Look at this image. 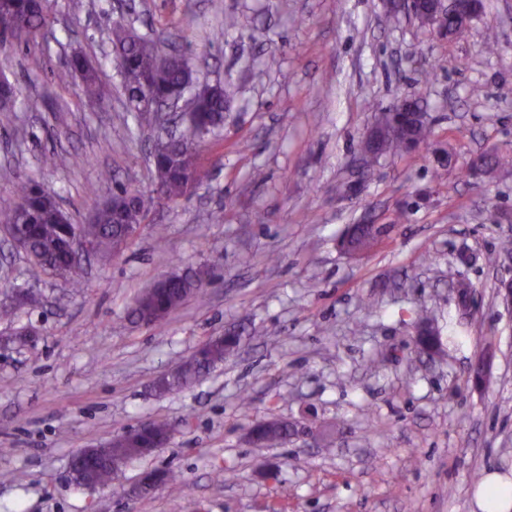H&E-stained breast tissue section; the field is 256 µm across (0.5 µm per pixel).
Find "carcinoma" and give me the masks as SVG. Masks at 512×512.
Returning <instances> with one entry per match:
<instances>
[{"mask_svg":"<svg viewBox=\"0 0 512 512\" xmlns=\"http://www.w3.org/2000/svg\"><path fill=\"white\" fill-rule=\"evenodd\" d=\"M0 6L12 15L24 20V26L9 33L0 32V53L6 54L13 48L14 42L40 32L49 22L46 0H0ZM113 43L120 61L125 68V90L129 97L148 82L152 92L164 97L192 81V68L189 58L182 53L166 55L164 65L157 69L155 60L161 53V41L145 37L128 35L120 30L112 32ZM79 72L83 81V106L88 110L96 109L102 99L98 76L95 70L84 68V61L76 56L70 57L61 71L56 74L59 81ZM230 98L228 88L205 97L199 104V122L187 126L173 144L171 153L166 154L155 147L152 151L153 164L160 171L165 193L170 199H178L200 181L197 167L200 128L209 125L216 129L222 124L225 105ZM411 106L416 117L411 121L409 137L394 131L395 113L383 116L384 135L374 145L362 142L361 152L368 166L375 165L384 156L403 157L410 154L412 144H425L432 136L430 123L425 119V97L411 98ZM480 162L487 168L512 167V155L493 154L479 156ZM126 223L115 224L112 218V205H99L95 208L90 222L72 225L64 223L61 215L64 210L56 195L39 181L26 177L22 180L20 195L12 200H0V224L29 225L26 252L34 266L59 276L72 287L80 288L85 283V270L80 257L68 250L70 230H80L91 242L94 254L101 260L116 255L130 242V226L143 222L145 214L137 198L126 204ZM379 234L372 233L353 224L340 240V246L348 252H366L378 241ZM203 288L199 274L174 273L161 288L142 292L136 299L131 316L138 322L150 325L163 322L177 310L185 300L198 294ZM235 337H224L211 341L189 360L179 366V372L172 381L159 389L161 393H174L195 383L200 375L216 363L224 361L236 348ZM292 426L284 421H274L258 427L257 442L263 446H274L288 441ZM172 427L166 422L152 423L148 434H137L129 443L122 433L114 439L110 447L103 449V458L93 466L82 463L76 465V480L84 486L110 485L114 474L113 463L137 457L135 448H148L154 439L167 436Z\"/></svg>","mask_w":512,"mask_h":512,"instance_id":"carcinoma-1","label":"carcinoma"}]
</instances>
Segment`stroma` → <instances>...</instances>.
Returning <instances> with one entry per match:
<instances>
[{
  "mask_svg": "<svg viewBox=\"0 0 512 512\" xmlns=\"http://www.w3.org/2000/svg\"><path fill=\"white\" fill-rule=\"evenodd\" d=\"M52 25L0 56L12 89L0 112V199L40 181L76 222L115 182L141 194L134 243L91 259L71 287L7 249L0 281L35 301L0 315V512H480V480L512 477V307L497 295L512 254V168L470 162L512 152V0H482L461 37L420 29L385 0H49ZM164 37L194 65V84L231 81L224 124L200 150L202 184L164 202L149 153L161 127L130 112L111 38L116 25ZM499 37L495 53L482 43ZM94 65L103 101L80 106L65 59ZM44 65L33 71L30 56ZM425 94L433 135L403 158L363 169L359 142L377 112ZM250 143L237 151L236 142ZM72 163L53 170L50 151ZM377 224L361 255L338 242ZM207 272L201 296L164 322L129 317L168 273ZM474 300L457 305L454 284ZM427 308L448 337L420 354L412 323ZM219 336L237 352L191 387L155 381ZM496 350L489 382L468 367ZM276 418L320 428L274 447L248 439ZM176 428L111 485L79 487L81 449L147 421ZM177 482L129 500L141 474Z\"/></svg>",
  "mask_w": 512,
  "mask_h": 512,
  "instance_id": "1",
  "label": "stroma"
}]
</instances>
